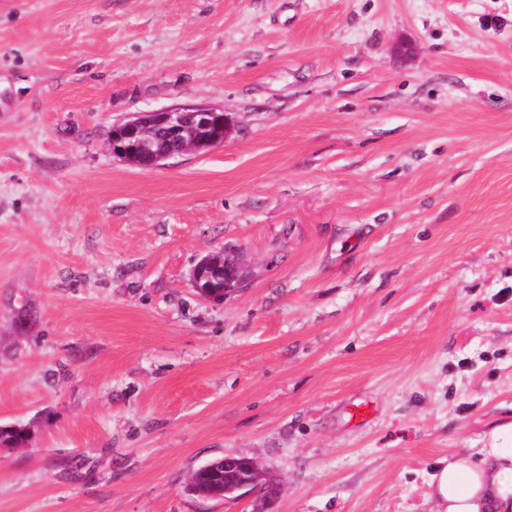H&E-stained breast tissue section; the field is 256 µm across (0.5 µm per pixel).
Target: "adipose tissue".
Masks as SVG:
<instances>
[{
	"label": "adipose tissue",
	"instance_id": "1",
	"mask_svg": "<svg viewBox=\"0 0 512 512\" xmlns=\"http://www.w3.org/2000/svg\"><path fill=\"white\" fill-rule=\"evenodd\" d=\"M512 424L489 430L477 457L445 459L430 480L439 512H512V448L503 444Z\"/></svg>",
	"mask_w": 512,
	"mask_h": 512
}]
</instances>
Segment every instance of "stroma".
<instances>
[{"label": "stroma", "instance_id": "35a3bbf8", "mask_svg": "<svg viewBox=\"0 0 512 512\" xmlns=\"http://www.w3.org/2000/svg\"><path fill=\"white\" fill-rule=\"evenodd\" d=\"M178 105L235 128L113 153ZM511 422L512 0H0V512H437ZM161 130L162 126H160V120L157 115L146 119L140 128L138 139L133 141V145L129 148L127 155L123 158L133 165L139 166L143 160V154L150 151L157 152L161 149H165L168 140L162 139L163 135L161 134ZM175 144L177 147L176 149L170 144L166 150H161L158 153L149 155L140 167L143 169H153L161 165L163 161L181 155L182 150L180 141L177 140ZM234 264L236 266L235 268H233L232 266L227 264L228 268L238 272V276L235 277L236 282L234 283V285L231 288L229 286L232 283L226 282V288L224 289V280L227 281L230 278V275L232 274V272L231 271L224 272V269L218 270L219 269L218 266L214 265V266H209V268L214 269L215 273L223 272L224 278L209 279L206 277L201 281V285L203 286V288H200V289L203 292H205L206 294H208L209 296H214L215 299H221V298H224L225 294H227V293L229 294L231 292H234L237 288H240L242 286L243 282L245 281L246 276L244 274L242 267L240 266V264L237 260L234 261ZM233 459L242 470V474L237 475V482L232 491L238 494L243 493V495L251 493L253 481V490L260 489L265 491L269 486L274 485L272 483L273 480L268 477L266 470H260V473L254 474L253 478L255 480L252 478V473H256L259 466L254 459L246 456L227 455L208 462L207 464H210V467L203 475H196L194 479L190 475L186 486L187 491L199 497L224 498V484H227L234 478L235 472L231 468H224L225 460L234 464L232 462Z\"/></svg>", "mask_w": 512, "mask_h": 512}]
</instances>
